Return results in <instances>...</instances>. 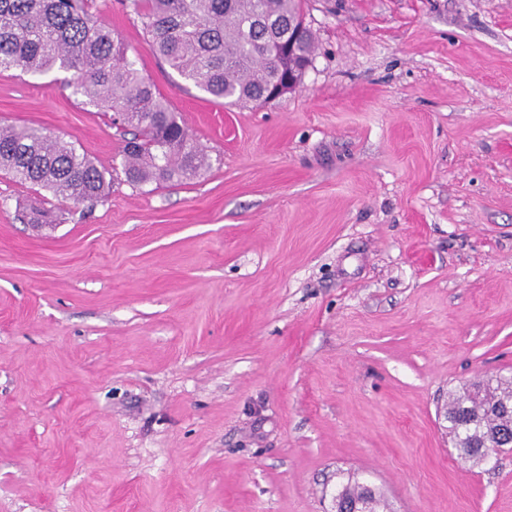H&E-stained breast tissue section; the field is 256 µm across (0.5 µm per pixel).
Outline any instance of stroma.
I'll return each instance as SVG.
<instances>
[{"label": "stroma", "instance_id": "35a3bbf8", "mask_svg": "<svg viewBox=\"0 0 512 512\" xmlns=\"http://www.w3.org/2000/svg\"><path fill=\"white\" fill-rule=\"evenodd\" d=\"M316 52L228 108L103 16L205 150L137 189L67 75L0 72V126L111 169L76 204L0 172V512H512V450L438 418L512 376V0H304ZM51 210L50 224L22 215Z\"/></svg>", "mask_w": 512, "mask_h": 512}]
</instances>
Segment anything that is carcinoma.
<instances>
[{"label":"carcinoma","instance_id":"obj_1","mask_svg":"<svg viewBox=\"0 0 512 512\" xmlns=\"http://www.w3.org/2000/svg\"><path fill=\"white\" fill-rule=\"evenodd\" d=\"M95 0H0V72L64 71L82 103L132 128L121 156L129 182L160 185L201 176L206 153L191 142L181 114L131 60L127 48L94 8ZM154 53L170 69L226 106L267 102L293 71L312 66L315 37L303 25L302 0H126ZM293 43L288 56L279 49ZM75 203L104 198L108 169L40 128L0 129V171ZM512 405V380L471 384L448 403V435L483 461V429L512 431V419L487 408ZM364 486L347 482L336 498L353 501Z\"/></svg>","mask_w":512,"mask_h":512}]
</instances>
